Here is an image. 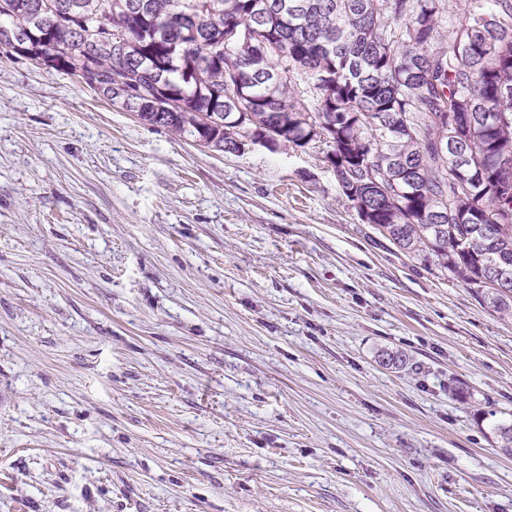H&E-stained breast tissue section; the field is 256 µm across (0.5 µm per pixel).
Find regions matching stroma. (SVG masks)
Here are the masks:
<instances>
[{
  "mask_svg": "<svg viewBox=\"0 0 512 512\" xmlns=\"http://www.w3.org/2000/svg\"><path fill=\"white\" fill-rule=\"evenodd\" d=\"M325 153L0 59V512H512V321Z\"/></svg>",
  "mask_w": 512,
  "mask_h": 512,
  "instance_id": "1",
  "label": "stroma"
}]
</instances>
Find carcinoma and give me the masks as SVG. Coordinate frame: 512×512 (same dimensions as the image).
I'll list each match as a JSON object with an SVG mask.
<instances>
[{"instance_id": "carcinoma-1", "label": "carcinoma", "mask_w": 512, "mask_h": 512, "mask_svg": "<svg viewBox=\"0 0 512 512\" xmlns=\"http://www.w3.org/2000/svg\"><path fill=\"white\" fill-rule=\"evenodd\" d=\"M0 58L190 138L205 114L229 149L238 113L275 151L326 144L362 223L512 318V0H0Z\"/></svg>"}]
</instances>
